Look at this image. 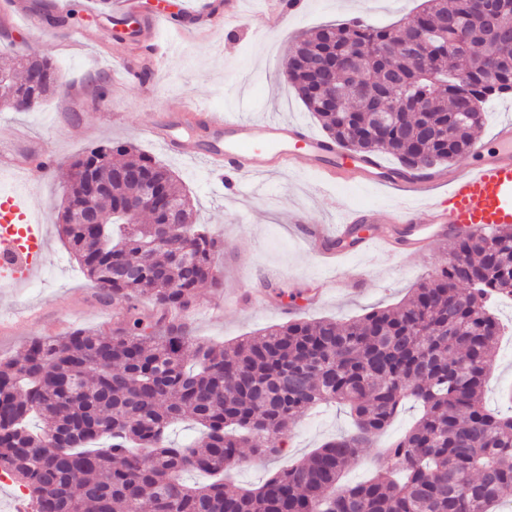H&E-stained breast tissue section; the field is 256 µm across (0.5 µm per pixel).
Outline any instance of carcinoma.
Wrapping results in <instances>:
<instances>
[{"instance_id":"carcinoma-1","label":"carcinoma","mask_w":512,"mask_h":512,"mask_svg":"<svg viewBox=\"0 0 512 512\" xmlns=\"http://www.w3.org/2000/svg\"><path fill=\"white\" fill-rule=\"evenodd\" d=\"M500 0H425L397 28L354 20L319 27L295 40L288 83L349 155L394 156L403 169L427 157L430 169L462 158L485 124L487 105L512 93V36L487 38ZM448 18L467 49L438 56L420 31L432 14ZM358 56L348 75L343 56ZM322 65L336 66L333 90L345 107L328 109ZM28 73L55 71L31 55ZM429 93L428 112H395L391 131H376V109L392 96ZM478 112L460 113L466 98ZM82 166L93 168L90 188ZM60 232L99 299L127 304L104 334L75 329L58 339L31 338L15 358L0 360V473L25 490L32 512H497L512 503V392L506 406L484 399L494 351L506 327L492 303L512 298V225L453 238L454 262L420 281L403 302L349 321L295 319L224 347L191 339L166 315L185 312L197 288L215 280L218 241L189 224L190 260L161 237L160 215L128 224L120 204L141 183L137 171L178 201L193 204L174 173L124 143L76 156L68 165ZM78 199L108 224H82L68 206ZM133 260L136 275L121 269ZM150 296L156 309L138 312ZM418 405L413 426L378 453L371 479L341 484L347 466L393 421L406 400ZM350 408L355 429L283 467L254 489L224 476L241 449L278 453L277 440L323 403ZM190 421L199 437L175 446L169 428ZM208 477L187 485L186 472Z\"/></svg>"}]
</instances>
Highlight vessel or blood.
<instances>
[{"mask_svg": "<svg viewBox=\"0 0 512 512\" xmlns=\"http://www.w3.org/2000/svg\"><path fill=\"white\" fill-rule=\"evenodd\" d=\"M165 10L144 19L140 40L142 54L127 61L126 77L137 76L161 58L154 29L167 20ZM183 123L169 114L160 115L149 130L171 152L203 156L209 166L231 168L251 177L281 169H307L322 184H354L401 188L411 202L420 203L428 218L415 223L410 209L378 214L359 209L344 214L336 227H308L304 236L331 269V286L356 289L365 281L364 271L352 276L339 272L344 260L356 253H421L438 239L501 224H512V122L500 123L490 141L473 143L476 160L467 169L447 175L422 176L387 164L380 155L352 157L336 144L313 134L303 123L288 120H248L238 112L215 117L200 108L186 109ZM199 126L209 134L202 146L185 139L180 125ZM56 165V158L38 141L21 147L0 148V178H20L19 191L0 197V281L21 287L40 276L46 267V244L41 225L30 217L28 187ZM446 185L445 197L435 189ZM355 224H371L375 230L347 244Z\"/></svg>", "mask_w": 512, "mask_h": 512, "instance_id": "vessel-or-blood-1", "label": "vessel or blood"}]
</instances>
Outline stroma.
Wrapping results in <instances>:
<instances>
[{"instance_id": "stroma-1", "label": "stroma", "mask_w": 512, "mask_h": 512, "mask_svg": "<svg viewBox=\"0 0 512 512\" xmlns=\"http://www.w3.org/2000/svg\"><path fill=\"white\" fill-rule=\"evenodd\" d=\"M0 0V53L15 51L51 58L61 82L73 87L69 103L51 96L34 112H9L0 118V144L11 145L16 128L42 138L59 158L53 171L33 188L30 205L44 226L48 265L42 275L21 288L0 283V318L16 320L0 334V359L17 356L35 336L57 338L76 328H110L126 312L125 304L104 303L94 283L78 268L58 228V213L68 181V163L85 148L128 142L168 166L181 179L194 205L197 223L206 225L221 243L214 260L216 285L198 290L194 307L182 326L192 339L230 343L269 326L287 322L286 312L310 320H348L375 307L404 301L417 282L428 277L450 255L449 239L437 241L420 255L387 257L356 255L344 270L365 268L367 282L348 294L324 289L329 271L319 265L302 238L311 224L335 223L341 213L373 209L384 212L400 198L373 187L328 186L309 171L285 170L266 175L254 194L221 192L202 158L170 154L148 134L155 116L199 107L213 112L245 109L248 118L302 120L314 133L322 129L285 83L282 61L296 34L354 15L390 25L419 10L423 0H311L297 19L273 14L268 0H243L240 9L224 13V0H213L223 15L208 34L180 38V49L159 63L149 86L126 81L119 69L135 43L113 40L112 22L96 16L94 0H76L80 9L70 30L95 28L105 40L94 49L63 47L70 30L46 28L31 41L27 18L44 21L51 0ZM112 97L102 109V91ZM346 407L330 405L304 416L288 435L284 448L269 458L247 457L234 474V484L252 488L280 467L296 462L337 434L349 430Z\"/></svg>"}]
</instances>
